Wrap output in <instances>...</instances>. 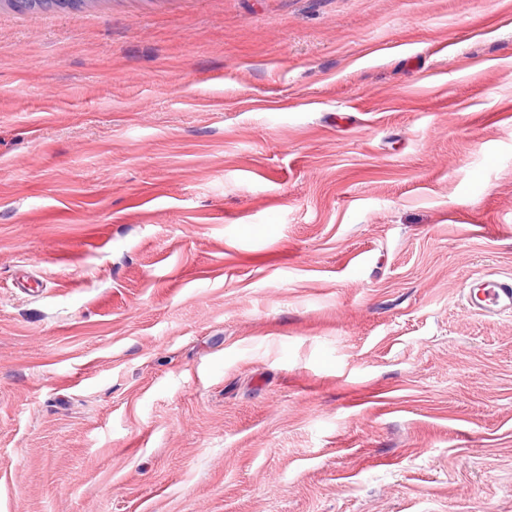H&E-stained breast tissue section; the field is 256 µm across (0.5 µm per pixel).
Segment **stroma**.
<instances>
[{
    "mask_svg": "<svg viewBox=\"0 0 512 512\" xmlns=\"http://www.w3.org/2000/svg\"><path fill=\"white\" fill-rule=\"evenodd\" d=\"M512 0L0 7V512H512ZM468 302L475 311L512 315V277L480 281L469 290Z\"/></svg>",
    "mask_w": 512,
    "mask_h": 512,
    "instance_id": "1",
    "label": "stroma"
}]
</instances>
